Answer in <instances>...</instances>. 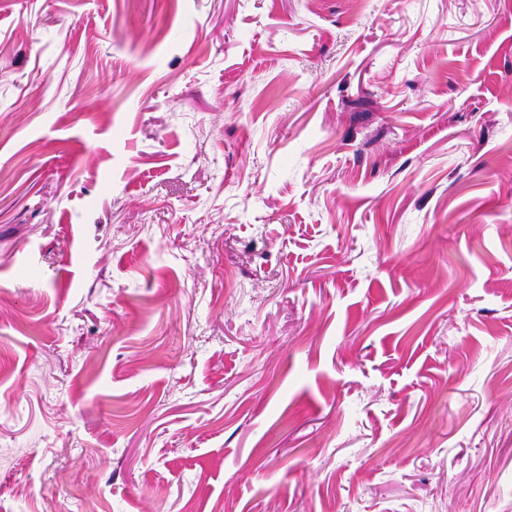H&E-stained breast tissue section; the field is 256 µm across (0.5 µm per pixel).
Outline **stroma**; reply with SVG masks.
I'll return each instance as SVG.
<instances>
[{"label":"stroma","instance_id":"obj_1","mask_svg":"<svg viewBox=\"0 0 512 512\" xmlns=\"http://www.w3.org/2000/svg\"><path fill=\"white\" fill-rule=\"evenodd\" d=\"M0 512H512V0H0Z\"/></svg>","mask_w":512,"mask_h":512}]
</instances>
